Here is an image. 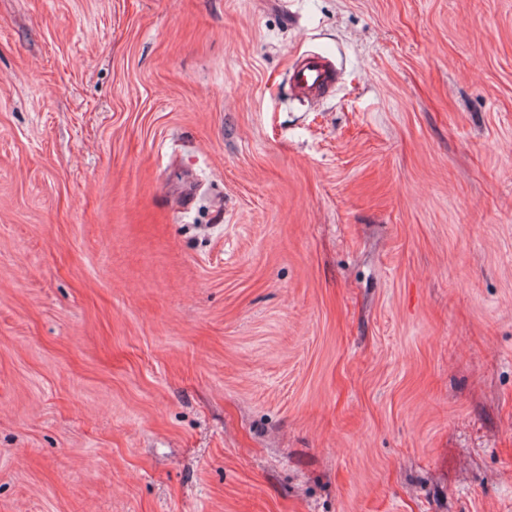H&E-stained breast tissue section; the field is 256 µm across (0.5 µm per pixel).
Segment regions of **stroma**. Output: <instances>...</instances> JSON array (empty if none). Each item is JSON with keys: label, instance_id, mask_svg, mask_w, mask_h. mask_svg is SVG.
Segmentation results:
<instances>
[{"label": "stroma", "instance_id": "obj_1", "mask_svg": "<svg viewBox=\"0 0 512 512\" xmlns=\"http://www.w3.org/2000/svg\"><path fill=\"white\" fill-rule=\"evenodd\" d=\"M0 512H512V0H0ZM293 87L310 98L330 96L336 85V65L325 55L312 53L301 58L291 72Z\"/></svg>", "mask_w": 512, "mask_h": 512}]
</instances>
